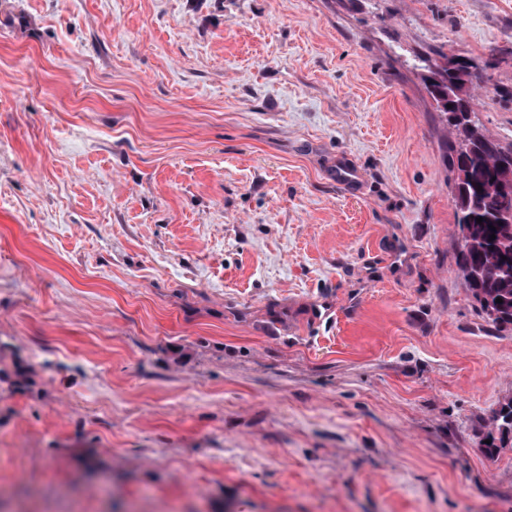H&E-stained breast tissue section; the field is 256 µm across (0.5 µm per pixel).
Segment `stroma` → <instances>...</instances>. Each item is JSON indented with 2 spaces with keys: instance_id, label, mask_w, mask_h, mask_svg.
Wrapping results in <instances>:
<instances>
[{
  "instance_id": "obj_1",
  "label": "stroma",
  "mask_w": 512,
  "mask_h": 512,
  "mask_svg": "<svg viewBox=\"0 0 512 512\" xmlns=\"http://www.w3.org/2000/svg\"><path fill=\"white\" fill-rule=\"evenodd\" d=\"M512 0H0V512H512L456 265Z\"/></svg>"
}]
</instances>
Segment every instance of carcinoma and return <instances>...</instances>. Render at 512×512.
Returning <instances> with one entry per match:
<instances>
[{
	"instance_id": "obj_1",
	"label": "carcinoma",
	"mask_w": 512,
	"mask_h": 512,
	"mask_svg": "<svg viewBox=\"0 0 512 512\" xmlns=\"http://www.w3.org/2000/svg\"><path fill=\"white\" fill-rule=\"evenodd\" d=\"M439 74L441 82L431 87V93L457 136V142L449 143L448 154L454 173L458 269L491 322L506 327L512 325V223L506 220L512 212V166L504 160L512 148H504L472 123L469 89L475 74L461 58L447 57ZM498 298L502 302H496ZM488 439L491 451L512 444V400L494 416Z\"/></svg>"
}]
</instances>
